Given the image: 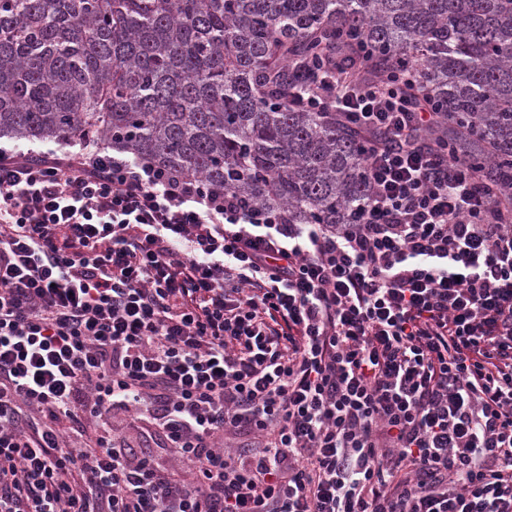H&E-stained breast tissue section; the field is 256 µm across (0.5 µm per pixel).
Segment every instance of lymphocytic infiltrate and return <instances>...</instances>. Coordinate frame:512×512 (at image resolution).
I'll return each mask as SVG.
<instances>
[{
	"label": "lymphocytic infiltrate",
	"instance_id": "lymphocytic-infiltrate-1",
	"mask_svg": "<svg viewBox=\"0 0 512 512\" xmlns=\"http://www.w3.org/2000/svg\"><path fill=\"white\" fill-rule=\"evenodd\" d=\"M419 81L287 95L380 136L352 224L0 148V512H512V206ZM117 435L126 438L136 446H140V448L153 452L166 463L176 465V458L173 456V453L169 448H164V442L160 437L155 435L150 436L149 434H144L140 430L126 427L117 431Z\"/></svg>",
	"mask_w": 512,
	"mask_h": 512
}]
</instances>
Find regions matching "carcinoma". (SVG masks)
I'll use <instances>...</instances> for the list:
<instances>
[{
  "mask_svg": "<svg viewBox=\"0 0 512 512\" xmlns=\"http://www.w3.org/2000/svg\"><path fill=\"white\" fill-rule=\"evenodd\" d=\"M370 47L415 66L438 149L512 202V0H0V138L75 140L231 191L291 224H348L365 139L288 107L306 64Z\"/></svg>",
  "mask_w": 512,
  "mask_h": 512,
  "instance_id": "obj_1",
  "label": "carcinoma"
}]
</instances>
